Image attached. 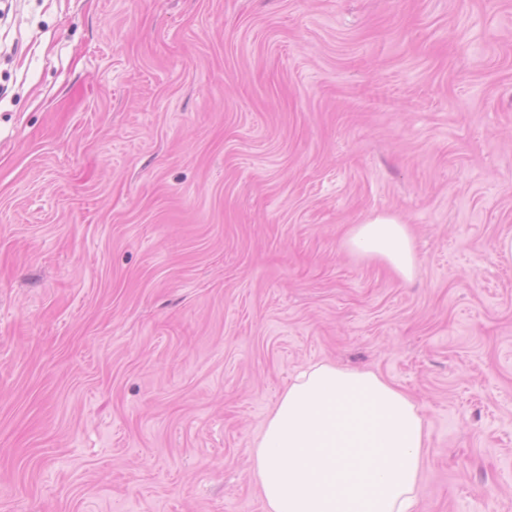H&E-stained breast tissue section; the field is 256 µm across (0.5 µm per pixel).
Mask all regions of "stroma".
I'll list each match as a JSON object with an SVG mask.
<instances>
[{"instance_id":"35a3bbf8","label":"stroma","mask_w":512,"mask_h":512,"mask_svg":"<svg viewBox=\"0 0 512 512\" xmlns=\"http://www.w3.org/2000/svg\"><path fill=\"white\" fill-rule=\"evenodd\" d=\"M9 2L0 512H264L319 361L421 406L417 512H512V0ZM345 247L360 258L385 263L404 280L418 271L408 225L393 215L377 214L355 224L346 235Z\"/></svg>"}]
</instances>
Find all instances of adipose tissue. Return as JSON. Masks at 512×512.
Returning a JSON list of instances; mask_svg holds the SVG:
<instances>
[{
  "label": "adipose tissue",
  "instance_id": "adipose-tissue-1",
  "mask_svg": "<svg viewBox=\"0 0 512 512\" xmlns=\"http://www.w3.org/2000/svg\"><path fill=\"white\" fill-rule=\"evenodd\" d=\"M345 247L405 280L418 271L407 224L389 214L354 225ZM427 454L409 395L374 371L322 361L292 378L249 459L265 512H415Z\"/></svg>",
  "mask_w": 512,
  "mask_h": 512
}]
</instances>
